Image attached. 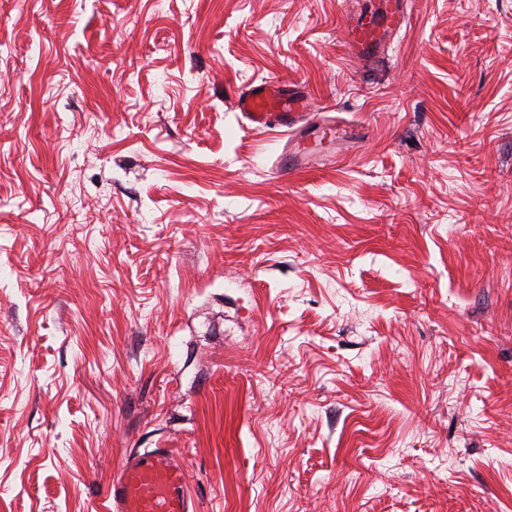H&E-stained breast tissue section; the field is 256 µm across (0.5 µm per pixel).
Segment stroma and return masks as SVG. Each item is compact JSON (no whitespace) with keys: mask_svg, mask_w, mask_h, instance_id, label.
Returning <instances> with one entry per match:
<instances>
[{"mask_svg":"<svg viewBox=\"0 0 512 512\" xmlns=\"http://www.w3.org/2000/svg\"><path fill=\"white\" fill-rule=\"evenodd\" d=\"M0 0V512L177 449L197 512L512 502V0ZM353 123L289 179L238 92ZM404 0H384L374 12H360L348 16L346 27L347 49L356 55H364L385 44L407 22Z\"/></svg>","mask_w":512,"mask_h":512,"instance_id":"35a3bbf8","label":"stroma"}]
</instances>
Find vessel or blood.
Returning <instances> with one entry per match:
<instances>
[{"label": "vessel or blood", "instance_id": "vessel-or-blood-1", "mask_svg": "<svg viewBox=\"0 0 512 512\" xmlns=\"http://www.w3.org/2000/svg\"><path fill=\"white\" fill-rule=\"evenodd\" d=\"M407 22L405 0H383L373 12L350 15L347 49L364 55L385 44ZM235 107L254 127H280L289 138L279 159L280 176L300 172L309 154L294 146L317 122L309 113V96L302 83L265 80L250 85L235 98ZM107 512H196L190 478L181 455L172 448L130 453L116 469L106 490Z\"/></svg>", "mask_w": 512, "mask_h": 512}]
</instances>
